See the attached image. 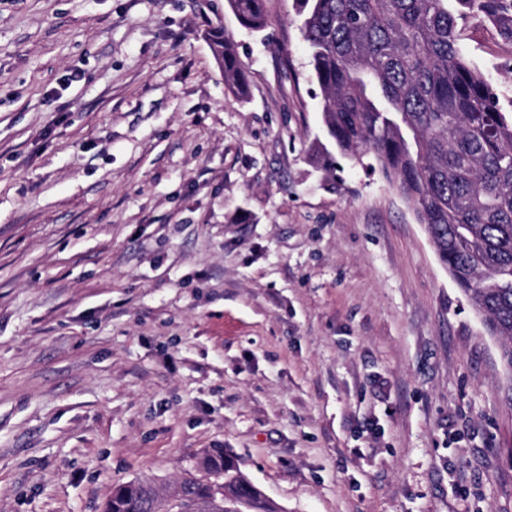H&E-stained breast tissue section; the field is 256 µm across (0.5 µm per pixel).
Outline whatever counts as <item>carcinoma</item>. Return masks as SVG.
Listing matches in <instances>:
<instances>
[{
	"label": "carcinoma",
	"instance_id": "carcinoma-1",
	"mask_svg": "<svg viewBox=\"0 0 512 512\" xmlns=\"http://www.w3.org/2000/svg\"><path fill=\"white\" fill-rule=\"evenodd\" d=\"M241 26L266 27L265 0H227ZM495 18L512 0H457ZM301 34L322 91L329 144L370 155L393 178L432 237L456 286L472 301L512 373V113L473 70L458 43L448 0H296ZM230 92L248 82L221 17L208 32ZM209 479L186 478L162 500L147 481L116 487L104 512H276L224 448L201 452Z\"/></svg>",
	"mask_w": 512,
	"mask_h": 512
}]
</instances>
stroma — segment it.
I'll return each instance as SVG.
<instances>
[{"instance_id":"35a3bbf8","label":"stroma","mask_w":512,"mask_h":512,"mask_svg":"<svg viewBox=\"0 0 512 512\" xmlns=\"http://www.w3.org/2000/svg\"><path fill=\"white\" fill-rule=\"evenodd\" d=\"M265 7L0 0V512H103L205 448L285 512H512L499 345L391 180L327 172L295 0ZM459 37L511 112L512 40ZM228 6L241 26L254 32L266 27L265 0H227ZM209 42L216 62L224 71V81L230 92L245 99L249 96L248 82L236 45L224 30L222 18L217 16L209 25Z\"/></svg>"}]
</instances>
